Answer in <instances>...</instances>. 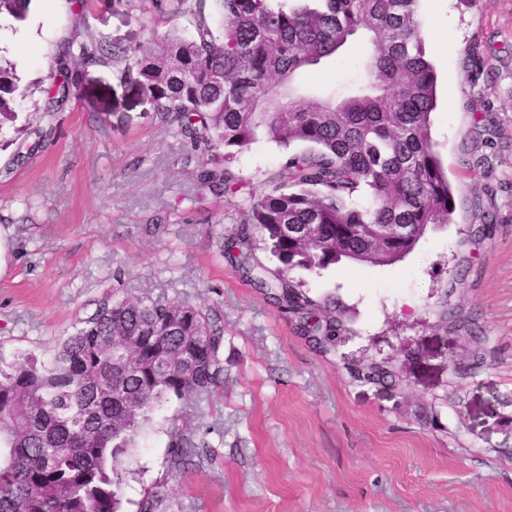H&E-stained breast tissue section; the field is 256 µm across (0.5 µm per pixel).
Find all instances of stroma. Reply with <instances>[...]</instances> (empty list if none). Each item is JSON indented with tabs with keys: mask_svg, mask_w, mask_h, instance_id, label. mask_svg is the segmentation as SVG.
<instances>
[{
	"mask_svg": "<svg viewBox=\"0 0 512 512\" xmlns=\"http://www.w3.org/2000/svg\"><path fill=\"white\" fill-rule=\"evenodd\" d=\"M419 16L453 220L390 265L290 271L347 313L328 353L218 250L281 149L236 154L243 191L197 204L183 141L120 57L167 30L153 0H34L25 21H0L20 78L16 117L0 122V359L48 356L112 294L180 298L224 325L223 390L151 413L119 464L125 512L150 491L164 512H512V0H420ZM92 37L116 60L73 67L74 95L44 117L59 47ZM365 51L309 75L311 91L347 90ZM415 263L416 281L403 274ZM405 345L418 354L406 381L353 380ZM178 428L195 443L180 468Z\"/></svg>",
	"mask_w": 512,
	"mask_h": 512,
	"instance_id": "35a3bbf8",
	"label": "stroma"
}]
</instances>
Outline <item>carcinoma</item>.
Masks as SVG:
<instances>
[{"mask_svg": "<svg viewBox=\"0 0 512 512\" xmlns=\"http://www.w3.org/2000/svg\"><path fill=\"white\" fill-rule=\"evenodd\" d=\"M32 0H0V17L27 18ZM197 0L193 37L170 29L125 53L151 94L155 120L183 138L197 163V201L242 189L226 165L260 139L286 150L271 191L250 195L238 232L220 244L260 294L297 321L316 347L334 346L346 312L319 303L288 277L342 259L387 265L410 253L432 224L454 214L451 186L431 136L436 75L419 0H214V30ZM167 21L190 10L166 0ZM368 47L365 78L351 93L303 95L296 78L336 58L352 40ZM93 40L63 45L60 69L96 64ZM71 78L43 89L53 117ZM15 64L0 60V117H14ZM298 146L302 152L294 151ZM408 224L410 235L388 234ZM262 241L272 272L233 249ZM224 326L182 299L104 298L46 359L0 360V512H122L117 464L135 447L154 408L224 385ZM191 438L174 432L171 461Z\"/></svg>", "mask_w": 512, "mask_h": 512, "instance_id": "obj_1", "label": "carcinoma"}]
</instances>
